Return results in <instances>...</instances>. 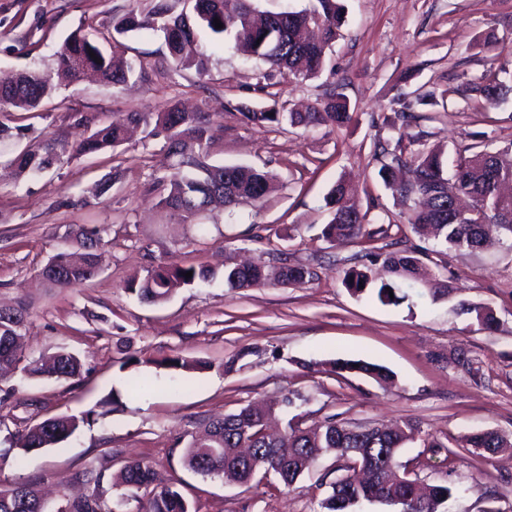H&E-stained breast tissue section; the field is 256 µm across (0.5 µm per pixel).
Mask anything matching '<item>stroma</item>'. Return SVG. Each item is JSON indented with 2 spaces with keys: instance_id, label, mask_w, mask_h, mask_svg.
Segmentation results:
<instances>
[{
  "instance_id": "35a3bbf8",
  "label": "stroma",
  "mask_w": 512,
  "mask_h": 512,
  "mask_svg": "<svg viewBox=\"0 0 512 512\" xmlns=\"http://www.w3.org/2000/svg\"><path fill=\"white\" fill-rule=\"evenodd\" d=\"M342 35L322 74L294 81L269 76V67L236 51L223 36L200 34L194 54L209 69H173L163 36L128 33L126 54L141 58L145 74L115 86L96 77L64 86L55 55L82 30L109 34L130 5L149 0H0V77L23 71L53 86L33 112L0 109V305L27 308L26 358L66 350L84 366L80 379L0 380V442L31 422L57 414L92 418L59 445L28 455L21 468L0 469V482L23 480L56 507L62 496L85 493L73 474L102 471L109 501L141 512L142 499L124 497L112 480L130 458L149 461L159 482H177L194 512H318L329 483L345 472L336 454L320 456L292 486L277 478L230 482L187 469L183 453L211 418L253 402L277 405L280 417L300 416L311 426L333 418L358 426L412 421L413 442L400 465L427 484L452 483L443 512H512V232L498 229L481 251H447L426 241L425 264L452 280L450 296L431 299L411 289L400 306L344 288L346 270L368 246L404 248L408 224L386 227L374 241L330 244L321 232L330 216L325 196L346 177L360 209L398 212L373 159L376 142L390 133L378 116L406 107L398 92L433 94L417 107L420 119L404 128L418 148L455 149L512 139V114L488 108L472 90L491 64L512 69V0H343ZM339 83L358 119L312 129L245 123L235 106L260 109L270 94L297 106L324 99ZM268 92H261V85ZM210 113L220 130L210 143L212 164H247L271 174L264 200L217 206L180 224L159 206L153 176L167 165L164 136L134 133L106 154L78 155L40 175H18L12 159L55 138L71 146L90 135L80 113L100 123L123 122L131 112L170 105ZM108 184L104 195L96 188ZM105 226L101 268L78 288L54 289L39 273L71 227ZM304 264L315 278L305 285H266L231 291L223 279L178 289L164 303L140 302L125 285L166 262L223 271L230 258ZM494 310L487 330L462 305ZM466 354L471 367L454 362ZM379 363L394 374L386 383L364 374H337L336 355ZM137 364L126 365L128 356ZM204 360V370L168 368L164 359ZM233 362L225 372V362ZM144 383L133 393L135 383ZM298 399L289 408L288 394ZM493 431L508 445L495 454L448 449L465 436ZM443 448L427 447L430 438Z\"/></svg>"
}]
</instances>
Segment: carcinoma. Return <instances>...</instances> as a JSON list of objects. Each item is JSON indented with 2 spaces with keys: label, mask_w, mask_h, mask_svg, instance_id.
Returning <instances> with one entry per match:
<instances>
[{
  "label": "carcinoma",
  "mask_w": 512,
  "mask_h": 512,
  "mask_svg": "<svg viewBox=\"0 0 512 512\" xmlns=\"http://www.w3.org/2000/svg\"><path fill=\"white\" fill-rule=\"evenodd\" d=\"M190 6L191 11L178 14L173 12L171 0H154L146 12L132 8L113 25L115 36L103 43L91 32L72 33L56 54L59 76L72 83L91 70L115 86L143 74V60L126 58L124 44L119 40L130 32L145 37L163 35L173 65L179 69L193 68L202 75L208 70V59L199 55L190 59L183 55V50L198 31L207 30L224 35L236 49L268 64L273 71L294 80L311 79L322 72L327 50L341 36L345 22V6L340 0H317V6L310 10L282 12L261 10L255 0H191ZM216 18L223 27L215 28ZM475 92L494 108L508 103L512 97V73L504 69L489 71L475 85ZM50 94V86L39 81L36 74L21 73L16 88H0V106L30 112L38 109ZM234 109L246 121L263 127L284 123L303 128L344 127L353 120L349 100L334 88L321 103L306 112L288 110L276 99L259 111L242 103ZM78 120L92 128V133L71 148L76 155L113 150L125 142V129L121 126L98 125L96 116L88 114L79 115ZM128 121L143 126L148 136L166 134L168 154L177 158V162L167 173L155 177V182L162 188L160 204L183 224L188 223L191 215L179 211L180 202L193 193L207 192L209 202H221L228 208L243 198L261 200L273 191L271 177L249 165L209 163L213 124L207 113L183 112L171 105L164 112H131ZM413 146L414 143L405 144L400 138L392 149L377 144L373 157L379 163V176L386 189L407 207V223L416 234L427 235L447 249L475 251L483 246L491 228L512 232V196L501 192L504 184H512V140L493 149L467 146L458 151L450 167L443 159V152L415 150ZM65 153V146L48 139L43 144V153L24 152L12 163L23 172L36 175L52 163L63 161ZM346 194L345 181L340 178L325 197L330 220L322 230V237L329 242L360 237L373 241L374 233L366 230L367 214L353 202L341 203ZM103 232L105 228L99 225H82L69 231L65 242L72 246H65L51 256L57 271L47 279L48 285L76 288L91 280L96 274L97 250L103 244ZM424 252L426 248L418 245L396 251L372 246L364 254L368 263L350 268L343 285L354 294L363 293L371 283L369 264L381 260L405 281L403 286L382 284L376 293L381 303L403 304L409 299L403 287L412 288L416 284L429 288L433 297L449 295L448 280L422 266L419 255ZM189 271L190 278L185 276ZM216 275V271L205 266L160 263L143 277L128 281L126 290L144 302L157 304L167 301L178 288L210 281ZM223 277L224 286L231 290L282 281L281 270L273 271L263 261L250 266L228 263L224 265ZM314 277L315 272L305 265L288 266L290 284L309 283ZM25 332L23 307H0V374L18 370L28 377L57 380L81 377L83 364L69 352L57 353L48 363L26 359L20 347ZM329 365L338 373L361 372L384 381L393 377L384 366L360 359L338 357L330 360ZM91 415L90 411L80 417L61 414L29 425L20 436L23 446L18 451L11 448L0 451V467L7 463L18 466L26 455L66 441ZM261 420V410L248 404L208 422L205 431L210 434L209 440L201 444L190 442L184 464L202 477L229 472L235 480L246 484L250 463L226 456L224 449L253 448V463L278 471L280 482L289 486L298 475L306 448L323 455L335 452L349 459L350 448H371L381 454L386 448L404 447L418 433L417 426L409 420L383 431L379 427L372 430L352 427L330 418L309 429L296 427L289 420L285 432L272 437L260 433ZM505 446L507 443L492 432L472 434L463 441L465 448H485L490 452ZM120 478L127 497H135L143 489L149 492L146 512H192L190 502L176 484H155V471L142 458L127 460ZM75 479L94 485V489L80 498H63L56 512H120L100 492L104 474L87 468L75 475ZM15 488L20 504L6 505L0 501V512H46L42 499L28 485L17 483ZM338 491L347 501L345 512H356L361 503H373L378 496L390 495L392 487L384 485L379 476L359 481L353 475H342L329 485L327 495L319 501L320 512H338ZM452 495L451 485H433L430 496L411 501L407 512H439Z\"/></svg>",
  "instance_id": "1"
}]
</instances>
